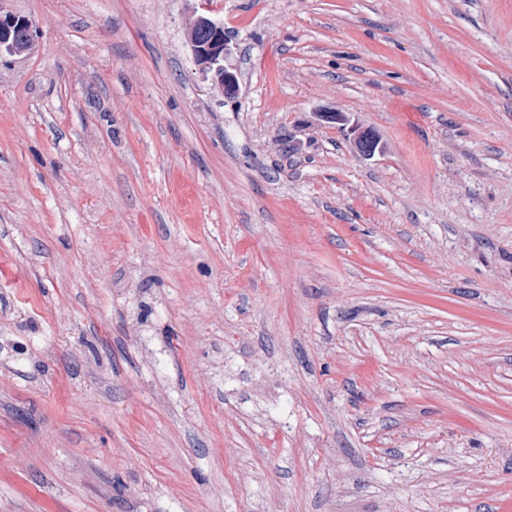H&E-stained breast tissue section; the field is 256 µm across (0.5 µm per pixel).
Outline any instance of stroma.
<instances>
[{"mask_svg":"<svg viewBox=\"0 0 512 512\" xmlns=\"http://www.w3.org/2000/svg\"><path fill=\"white\" fill-rule=\"evenodd\" d=\"M0 13V512H512V0ZM33 22L23 16L0 13V54H30L35 49ZM189 27H198L204 33L203 38H188V46L195 64L206 76H211L212 82L224 94L234 91L237 76L224 61L231 54L228 40L224 35V24L206 14H197L191 20Z\"/></svg>","mask_w":512,"mask_h":512,"instance_id":"obj_1","label":"stroma"}]
</instances>
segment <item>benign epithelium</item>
<instances>
[{
	"label": "benign epithelium",
	"instance_id": "1",
	"mask_svg": "<svg viewBox=\"0 0 512 512\" xmlns=\"http://www.w3.org/2000/svg\"><path fill=\"white\" fill-rule=\"evenodd\" d=\"M190 26L198 27L204 33L203 38H188V46L195 64L203 74L211 77L217 88L228 93L236 88L237 76L231 68L224 65L231 49L224 35V23L206 14H197ZM33 22L23 16L0 14V54H30L35 49Z\"/></svg>",
	"mask_w": 512,
	"mask_h": 512
}]
</instances>
